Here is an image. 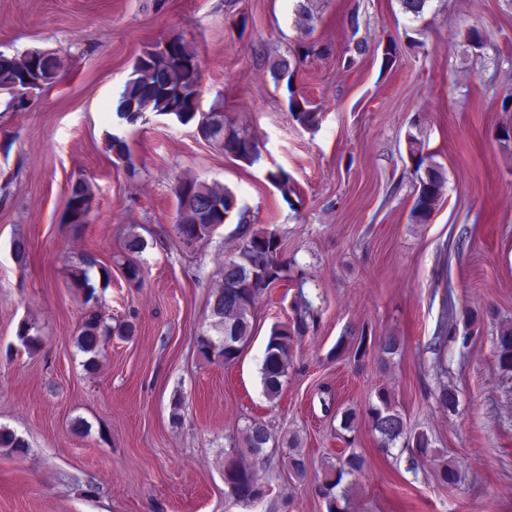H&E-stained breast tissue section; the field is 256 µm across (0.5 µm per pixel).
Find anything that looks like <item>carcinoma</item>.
I'll use <instances>...</instances> for the list:
<instances>
[{
  "mask_svg": "<svg viewBox=\"0 0 512 512\" xmlns=\"http://www.w3.org/2000/svg\"><path fill=\"white\" fill-rule=\"evenodd\" d=\"M428 0H399L404 14L415 19L422 17ZM317 0H295V23L304 36L314 30L318 15ZM267 69L275 85L285 84L289 93L288 109L292 119L301 127L310 130L318 124L319 107L308 100H299L293 91V78L297 63L284 55L268 62ZM66 71L64 60L54 51L34 48L22 54L6 55L0 52V93L8 95L7 107L12 111H24L35 92L50 89ZM202 95V72L197 49L180 36L162 44L146 48L136 58L130 78L125 82L116 100L117 118L129 125L146 119V114L169 115L182 125L196 123L202 138L215 143L224 155L252 166L261 158L258 143L249 132L229 122L224 111L213 107L208 112L200 110ZM424 131L412 123L407 132L409 157L414 164L413 204L409 219L414 224H427L438 208L448 182L445 166L432 153H423ZM107 150L130 165L135 173L125 139L116 134L109 136ZM178 208L174 223L177 237L188 233L195 242L210 238L218 224L236 221L240 235L237 251L224 260L223 285L208 299L209 328L197 336V348L209 363L235 362L253 336L255 306L264 296L265 290L275 280L293 281L298 288L307 283V273L296 260L283 256L282 241L273 230L251 228L249 210L237 202L236 195L220 184L210 185L197 180H185L176 190ZM93 198L89 181L80 179L72 184L64 221L79 225L88 222ZM98 260L92 255H82L71 265L72 286L84 295L85 313L77 327L75 345L86 355L85 370L95 372L99 368L101 350L112 338L133 335L136 327L131 322L112 325L99 310L96 283L92 272ZM317 317L312 304L300 295L295 307L293 325H275L264 350L260 369L263 392L270 400L279 397L283 378L293 359L294 337L303 336ZM17 339L27 351L37 350L42 339L34 326L24 321L17 329ZM366 330L349 332V340L336 343V354L353 350L354 357L363 353ZM378 362L388 367L394 356L403 350L399 337L387 334L376 343ZM497 360L499 370L512 374V326L499 327L497 335ZM436 402L448 412L456 411L458 398L455 389L443 385L435 392ZM364 418L371 430L378 435L380 445L390 448L397 443L409 452V461L418 465L428 459L438 461L439 479L448 484L455 481L458 470L444 459L438 458L431 440L423 431L411 430L403 414L396 409L388 390L381 388L377 402L368 404L359 412L349 408L341 415L340 428L355 431L359 418ZM0 447L9 448L17 454L28 451V443L16 433L0 429ZM278 453L287 466L288 476L302 481L308 473L305 455L294 438L281 439L268 423L254 419L246 427L244 449L255 459L268 457V449ZM242 449V450H244ZM242 450L231 448L224 452V485L232 490L230 496L242 502H253L265 496L266 488L253 465L241 458ZM366 459L363 454L351 450L338 461L326 467L317 485L318 494L325 500L326 512H349L348 496L338 494L335 489L344 477L363 471Z\"/></svg>",
  "mask_w": 512,
  "mask_h": 512,
  "instance_id": "cac0c4a2",
  "label": "carcinoma"
}]
</instances>
